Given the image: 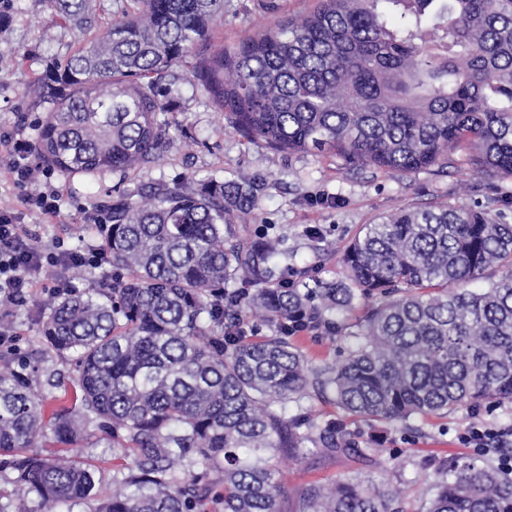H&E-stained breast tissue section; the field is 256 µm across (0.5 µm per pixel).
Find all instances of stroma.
<instances>
[{"instance_id": "35a3bbf8", "label": "stroma", "mask_w": 512, "mask_h": 512, "mask_svg": "<svg viewBox=\"0 0 512 512\" xmlns=\"http://www.w3.org/2000/svg\"><path fill=\"white\" fill-rule=\"evenodd\" d=\"M318 0H224V12L216 17L210 44L234 45L288 17L312 11ZM83 42L81 31L61 24L48 0H12L0 13V137L35 145L39 126L60 94L49 74ZM195 48L180 64L171 68L162 83V99L167 105L159 113L172 141L160 164L135 172H114L90 181L53 174L38 179L26 191L37 194L46 185L60 190V210L52 217L21 208L20 221L34 242L46 246L63 238L66 246L85 248L100 245L104 230L88 216L107 208L120 192L171 184L190 177L199 182L218 176L224 180L256 177L263 181L258 209L248 219L251 227L264 225L280 235L287 252L282 264L299 273L303 283L317 284L344 279L341 264L344 248L362 227L377 217L411 204L436 201L485 205L508 201L512 216V178L489 179L469 169L462 159L445 168L432 167L394 175L380 170L359 169L335 155L295 153L285 155L262 142H252L237 132L225 115L211 103L192 72L205 55ZM318 226L321 239H313L310 226ZM49 296L36 291L26 305L13 308L11 319L16 345L31 355L38 372L46 380L51 373L66 371L65 362L43 342L39 328L50 313ZM369 308L357 301L342 316L336 337L301 333L296 342L310 364L336 363L352 342ZM289 413L308 411L324 418L341 420L346 432L360 445L381 436L397 459L387 475H380L364 459L338 455L297 464L281 460L277 475L283 489L281 512H295L297 492L309 484H328L351 479L377 482L387 479L402 485L407 512H422L440 478V465L450 458L471 457L461 447L457 435L474 420L512 425V403L503 402L479 410L462 409L444 417L413 420L411 426L375 425L345 415L332 398L312 396L289 403Z\"/></svg>"}]
</instances>
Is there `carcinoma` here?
<instances>
[{
	"label": "carcinoma",
	"mask_w": 512,
	"mask_h": 512,
	"mask_svg": "<svg viewBox=\"0 0 512 512\" xmlns=\"http://www.w3.org/2000/svg\"><path fill=\"white\" fill-rule=\"evenodd\" d=\"M89 0H49L92 30ZM57 67L66 88L40 125L36 153L69 178L159 162L168 132L159 85L210 39L224 0H137ZM319 0L193 72L232 126L285 153L342 157L407 174L448 165L512 177V0ZM264 183L185 179L112 200L101 247L120 271L108 288L59 294L41 327L74 355L75 395L55 402L19 350L0 366V473L45 512H279L276 451L305 463L362 457L336 419L287 404L331 394L348 415L405 423L512 401V224L489 207H405L364 225L343 252L346 278L279 288L280 241L236 223ZM486 285L471 290L476 281ZM371 303L334 365L312 367L283 325L304 313L331 334ZM269 329L266 335L263 329ZM51 432L68 455L37 448ZM100 433L122 460L112 494L81 455ZM425 512H512V477L477 458L450 459ZM298 512H405L404 491L310 484Z\"/></svg>",
	"instance_id": "carcinoma-1"
}]
</instances>
